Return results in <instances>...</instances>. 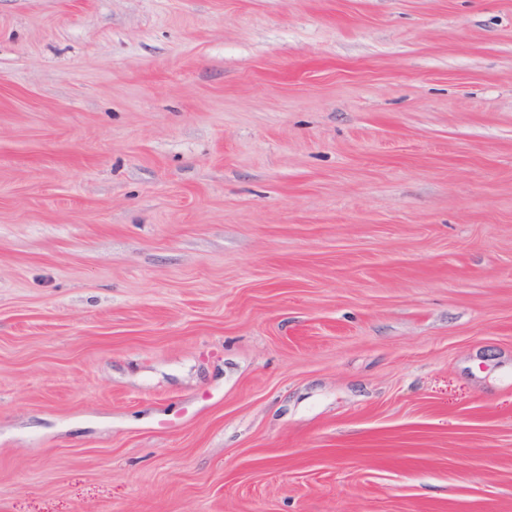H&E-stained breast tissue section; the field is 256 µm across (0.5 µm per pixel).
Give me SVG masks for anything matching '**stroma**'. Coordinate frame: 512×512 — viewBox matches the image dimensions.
Wrapping results in <instances>:
<instances>
[{
	"mask_svg": "<svg viewBox=\"0 0 512 512\" xmlns=\"http://www.w3.org/2000/svg\"><path fill=\"white\" fill-rule=\"evenodd\" d=\"M0 512H512V0H0Z\"/></svg>",
	"mask_w": 512,
	"mask_h": 512,
	"instance_id": "1",
	"label": "stroma"
}]
</instances>
